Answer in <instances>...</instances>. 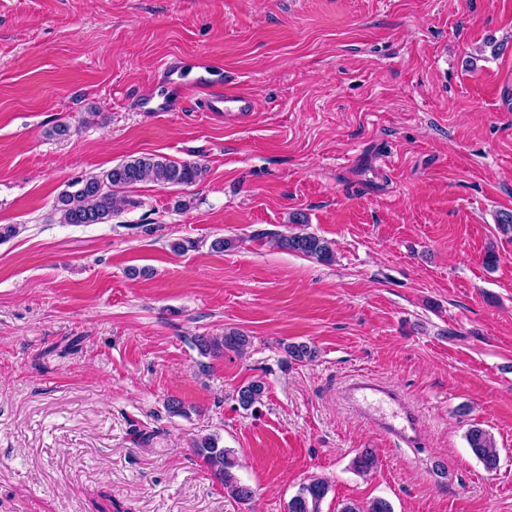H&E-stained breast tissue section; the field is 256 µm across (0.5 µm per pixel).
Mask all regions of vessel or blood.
I'll list each match as a JSON object with an SVG mask.
<instances>
[{
  "mask_svg": "<svg viewBox=\"0 0 512 512\" xmlns=\"http://www.w3.org/2000/svg\"><path fill=\"white\" fill-rule=\"evenodd\" d=\"M216 69V63L204 61L196 77L187 81L181 78L176 62L167 63L166 91L159 99L145 98L143 111L182 112L199 99L206 112H233L240 116L250 112L253 107L251 96L240 91L232 78L215 80ZM343 398L382 433L410 447L419 445L422 422L394 389L370 375L359 374L345 384Z\"/></svg>",
  "mask_w": 512,
  "mask_h": 512,
  "instance_id": "vessel-or-blood-1",
  "label": "vessel or blood"
}]
</instances>
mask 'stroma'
<instances>
[{
  "mask_svg": "<svg viewBox=\"0 0 512 512\" xmlns=\"http://www.w3.org/2000/svg\"><path fill=\"white\" fill-rule=\"evenodd\" d=\"M202 54L252 95L247 117L142 111L166 61L188 79ZM148 154L207 172L128 188L112 223H59L69 181ZM503 210L512 0H0V224L22 227L0 244V512H288L314 478L321 512H512ZM296 212L334 262L273 246ZM231 328L246 353L199 355L195 337ZM302 342L314 360L285 353ZM360 373L420 414L421 447L342 400ZM206 434L250 501L194 454ZM265 393V384L261 380H253L237 390L236 400L243 410L252 409L260 403ZM466 440L474 456L483 464L487 471L498 467L499 452L491 435L479 426H472Z\"/></svg>",
  "mask_w": 512,
  "mask_h": 512,
  "instance_id": "obj_1",
  "label": "stroma"
}]
</instances>
